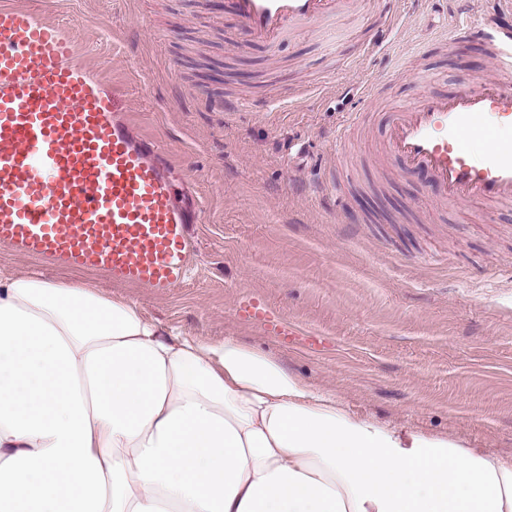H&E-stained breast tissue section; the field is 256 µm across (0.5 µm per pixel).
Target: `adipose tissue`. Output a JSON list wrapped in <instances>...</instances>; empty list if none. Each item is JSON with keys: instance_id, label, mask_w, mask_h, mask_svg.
Here are the masks:
<instances>
[{"instance_id": "obj_1", "label": "adipose tissue", "mask_w": 512, "mask_h": 512, "mask_svg": "<svg viewBox=\"0 0 512 512\" xmlns=\"http://www.w3.org/2000/svg\"><path fill=\"white\" fill-rule=\"evenodd\" d=\"M0 512H512V460L350 415L233 337L0 276Z\"/></svg>"}]
</instances>
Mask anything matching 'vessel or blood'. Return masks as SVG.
<instances>
[{
    "mask_svg": "<svg viewBox=\"0 0 512 512\" xmlns=\"http://www.w3.org/2000/svg\"><path fill=\"white\" fill-rule=\"evenodd\" d=\"M393 0H231L254 41L339 18L379 14ZM457 33L480 47L494 80L461 79L388 115L385 156L430 173L445 200L512 203V28L475 21L455 0ZM120 89L78 59L56 25L0 0V243L17 252L163 293L181 286L194 246L156 143L136 132Z\"/></svg>",
    "mask_w": 512,
    "mask_h": 512,
    "instance_id": "1",
    "label": "vessel or blood"
}]
</instances>
